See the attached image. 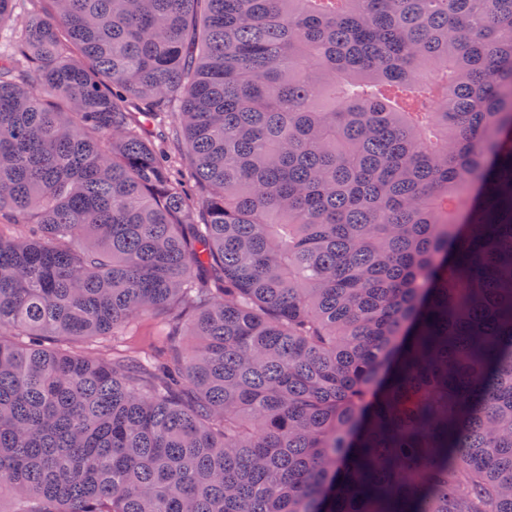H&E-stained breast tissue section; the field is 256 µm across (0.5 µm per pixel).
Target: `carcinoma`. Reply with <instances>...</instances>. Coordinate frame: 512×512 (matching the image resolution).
Returning <instances> with one entry per match:
<instances>
[{
	"label": "carcinoma",
	"instance_id": "carcinoma-1",
	"mask_svg": "<svg viewBox=\"0 0 512 512\" xmlns=\"http://www.w3.org/2000/svg\"><path fill=\"white\" fill-rule=\"evenodd\" d=\"M46 5L0 48V503L512 512V0Z\"/></svg>",
	"mask_w": 512,
	"mask_h": 512
}]
</instances>
